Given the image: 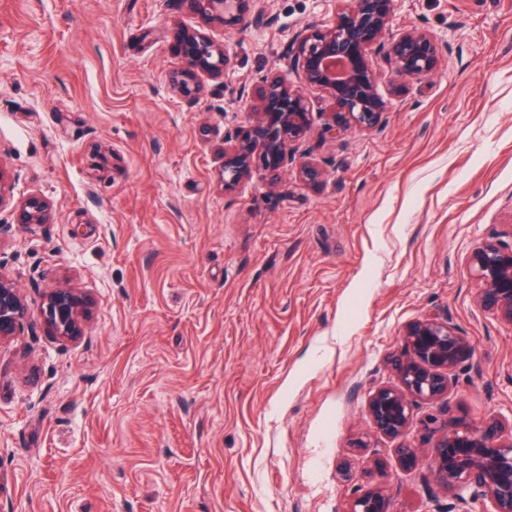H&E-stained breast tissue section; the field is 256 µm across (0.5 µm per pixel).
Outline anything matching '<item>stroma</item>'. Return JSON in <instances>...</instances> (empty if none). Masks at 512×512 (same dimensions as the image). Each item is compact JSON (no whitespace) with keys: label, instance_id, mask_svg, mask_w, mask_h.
Wrapping results in <instances>:
<instances>
[{"label":"stroma","instance_id":"obj_1","mask_svg":"<svg viewBox=\"0 0 512 512\" xmlns=\"http://www.w3.org/2000/svg\"><path fill=\"white\" fill-rule=\"evenodd\" d=\"M336 0H253L210 34L231 65L193 102L179 0H0V272L27 317L0 343V512H349L358 490L425 512L415 475L377 433L369 396L393 384L411 321H449L474 348L448 398L416 417L512 421V326L476 302L473 251L512 239V0H399L443 59L393 95L374 129L325 136L332 101L277 182L222 180L224 138ZM93 302L85 335H45L47 288ZM14 210L21 224H49L53 219V205L42 196H30Z\"/></svg>","mask_w":512,"mask_h":512}]
</instances>
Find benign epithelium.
Listing matches in <instances>:
<instances>
[{
	"label": "benign epithelium",
	"instance_id": "1",
	"mask_svg": "<svg viewBox=\"0 0 512 512\" xmlns=\"http://www.w3.org/2000/svg\"><path fill=\"white\" fill-rule=\"evenodd\" d=\"M206 25L226 30L246 23L252 0H181ZM335 23L327 28L304 26L288 49V67L300 84L290 85L277 73L265 77L255 89L249 128L224 139V190H232L253 172H277L295 160V146L309 131L310 103L305 90L324 92L334 103L328 113L326 133L339 136L378 126L389 111V100L378 92L383 76L399 94L411 80L430 76L441 62V51L431 33L421 27L391 32L390 18L398 0H341ZM174 40L183 66L169 75L172 91L194 101L204 80L224 77L230 58L224 45L202 29L178 26ZM383 60L386 72L377 70L372 56ZM299 177L315 184L322 167L310 160L299 162ZM21 224H48L53 205L37 195L15 207ZM470 270L478 280V304L512 325V242L488 243L473 252ZM90 300L68 283L45 295L41 312L43 332L73 343L84 335ZM26 315L17 287L0 274V341L14 335ZM400 356L392 360L396 383L378 388L370 397L368 413L376 430L395 441L400 467L420 470L418 447L407 439L414 424L413 406L432 404L452 391L454 372L473 356V347L448 321L433 315L408 324L402 334ZM421 424L431 432V463L421 479L433 503V488L448 493V506L431 512H512V423L489 417L481 424L465 418L440 421L428 415ZM349 512H394L382 490L360 491Z\"/></svg>",
	"mask_w": 512,
	"mask_h": 512
}]
</instances>
